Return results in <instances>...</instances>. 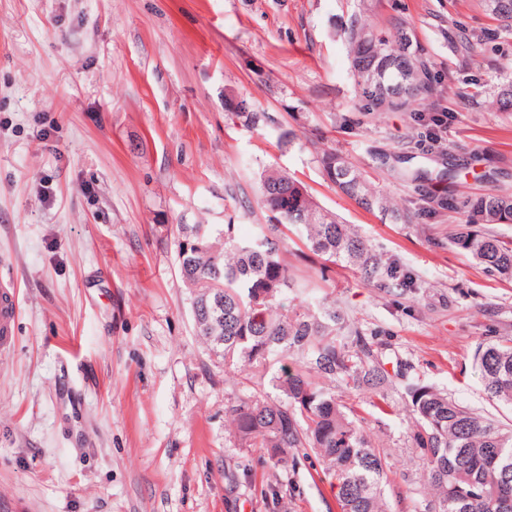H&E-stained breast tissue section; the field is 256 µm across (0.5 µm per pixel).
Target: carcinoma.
<instances>
[{"label": "carcinoma", "instance_id": "obj_1", "mask_svg": "<svg viewBox=\"0 0 512 512\" xmlns=\"http://www.w3.org/2000/svg\"><path fill=\"white\" fill-rule=\"evenodd\" d=\"M476 6L497 22V34L512 35V0ZM349 74L361 107L371 112H408L419 121L440 111L442 90L431 65L413 44L406 24L394 20L380 29L365 0L343 30ZM500 112H512V81L493 91ZM229 111L253 126L269 116L254 112L244 99L230 98ZM332 185L366 211L403 224L412 223L408 208L377 190L366 174L334 150L321 157ZM422 172L416 192L426 213L459 210L479 228L463 225L448 236L484 270L512 279V240L493 230L512 224V192L456 198L428 194ZM260 204L272 224L250 238L235 235L233 224H182L178 266L193 295L198 335L226 365L248 367L269 393L243 395L227 407L230 425L247 448H262L276 465L288 463V451L315 458L323 473L336 480L337 512H389L384 498L388 463L353 411L336 395V386L352 385L385 399L388 375L358 329L344 326L336 303H294L284 258L281 228L292 226L307 248L326 263L344 261L364 278L402 291L418 283L394 260L368 248L336 216L322 209L305 185L287 173L266 169ZM488 400L512 405V336L480 345L473 356ZM414 426L409 447L423 463L424 484L432 495L419 502L421 512H512V425L480 413L432 385L416 380L406 387Z\"/></svg>", "mask_w": 512, "mask_h": 512}]
</instances>
